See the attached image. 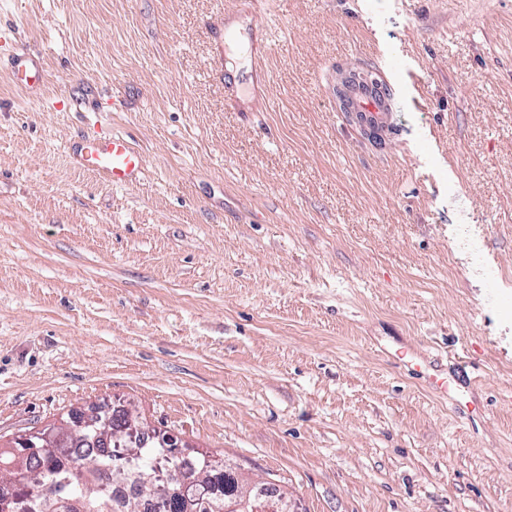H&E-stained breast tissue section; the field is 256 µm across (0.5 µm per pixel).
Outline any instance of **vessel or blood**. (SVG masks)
<instances>
[{"mask_svg": "<svg viewBox=\"0 0 512 512\" xmlns=\"http://www.w3.org/2000/svg\"><path fill=\"white\" fill-rule=\"evenodd\" d=\"M9 69L15 85L27 93H39L46 85L45 65L39 57L15 54ZM73 154L80 168L120 186L138 183L145 165L144 156L127 138L110 132L83 138Z\"/></svg>", "mask_w": 512, "mask_h": 512, "instance_id": "1", "label": "vessel or blood"}]
</instances>
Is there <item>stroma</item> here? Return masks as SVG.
Segmentation results:
<instances>
[{
    "label": "stroma",
    "mask_w": 512,
    "mask_h": 512,
    "mask_svg": "<svg viewBox=\"0 0 512 512\" xmlns=\"http://www.w3.org/2000/svg\"><path fill=\"white\" fill-rule=\"evenodd\" d=\"M225 2L0 0L46 68L0 66V446L122 405L295 512H512V0ZM228 21L273 43L262 109ZM94 131L138 184L74 164ZM10 73L16 86L29 94H38L46 85V70L41 58L22 52L10 62ZM353 82L360 85L363 97L370 100L382 99L385 86L372 74L353 70L342 72L336 84V99L339 105L349 112L352 118L364 129L366 134L372 138L378 139L381 125L377 119L364 112H362V117L359 116V112L364 110L368 105V101L351 92ZM73 155L80 168L120 186L138 183L145 165L144 156L127 138L110 132L83 138Z\"/></svg>",
    "instance_id": "1"
}]
</instances>
